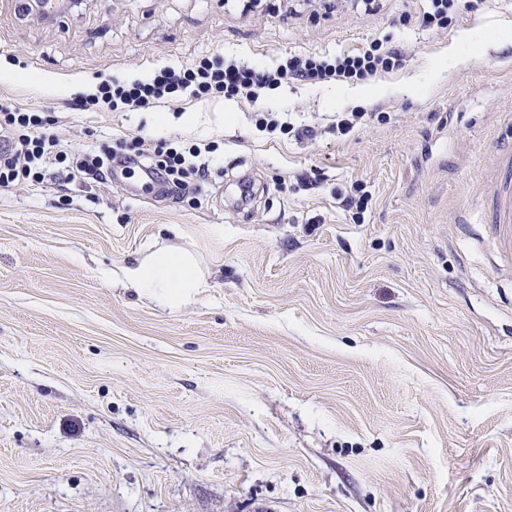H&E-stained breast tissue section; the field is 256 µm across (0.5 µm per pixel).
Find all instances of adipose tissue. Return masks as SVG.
<instances>
[{"label": "adipose tissue", "instance_id": "adipose-tissue-1", "mask_svg": "<svg viewBox=\"0 0 512 512\" xmlns=\"http://www.w3.org/2000/svg\"><path fill=\"white\" fill-rule=\"evenodd\" d=\"M119 276L127 287L169 308L188 303L203 285L195 258L181 250L160 252L138 265L121 268Z\"/></svg>", "mask_w": 512, "mask_h": 512}]
</instances>
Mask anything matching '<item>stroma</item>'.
Segmentation results:
<instances>
[{
    "label": "stroma",
    "instance_id": "obj_1",
    "mask_svg": "<svg viewBox=\"0 0 512 512\" xmlns=\"http://www.w3.org/2000/svg\"><path fill=\"white\" fill-rule=\"evenodd\" d=\"M424 0H0V102L62 149L207 144L175 193L70 179L0 188V512H512V256L487 232L512 145V0L448 29ZM469 32L484 48L448 47ZM386 41L366 81L76 112L100 78L202 57L276 67ZM42 77L31 90L24 75ZM172 125L151 132L152 111ZM288 113L312 138L259 128ZM339 112H385L346 138ZM361 185L363 213L338 194ZM205 286L177 309L112 279L164 248Z\"/></svg>",
    "mask_w": 512,
    "mask_h": 512
}]
</instances>
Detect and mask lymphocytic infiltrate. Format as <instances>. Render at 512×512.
<instances>
[{
  "mask_svg": "<svg viewBox=\"0 0 512 512\" xmlns=\"http://www.w3.org/2000/svg\"><path fill=\"white\" fill-rule=\"evenodd\" d=\"M484 0H427V7L415 16L423 27L441 30L455 16L477 11ZM404 61L402 51L373 42L369 48L355 53L321 56H291L285 63L270 69L241 60L216 65L201 60L187 68L164 67L147 79L122 81L114 77L102 79L94 93L75 98L73 106L80 111H133L156 103H165L188 94L203 98L224 94L247 103H255L262 90L288 82L325 83L332 81H364L382 71L399 68ZM44 120L39 113L0 103V138L7 149L0 155V187L16 183L39 182L50 161L67 163L72 171L95 179L104 178L112 169L132 162L145 163L156 179L171 189H186L191 178L204 177L208 166L200 162L199 147L182 152L174 148L149 149L137 146L134 155L121 152L103 155H70L60 149L58 141L42 131Z\"/></svg>",
  "mask_w": 512,
  "mask_h": 512,
  "instance_id": "1",
  "label": "lymphocytic infiltrate"
}]
</instances>
